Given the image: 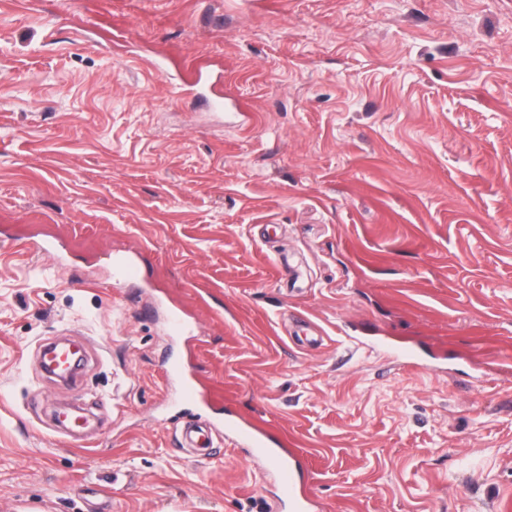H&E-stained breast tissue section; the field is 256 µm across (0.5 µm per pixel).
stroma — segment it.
<instances>
[{"mask_svg":"<svg viewBox=\"0 0 512 512\" xmlns=\"http://www.w3.org/2000/svg\"><path fill=\"white\" fill-rule=\"evenodd\" d=\"M73 332L68 386L36 350ZM168 361L299 448L324 512H500L512 0H0V512H283L231 439L180 448L217 413ZM74 399L87 448L52 428ZM169 372L173 374L177 381L179 396L182 400L195 402L202 407L208 405L206 394L200 389L196 379L192 375H187L183 369L176 368L174 364L170 366ZM181 440H179L182 448L197 450L198 448H209L212 446L211 432H207L197 426H184L181 430Z\"/></svg>","mask_w":512,"mask_h":512,"instance_id":"stroma-1","label":"stroma"}]
</instances>
